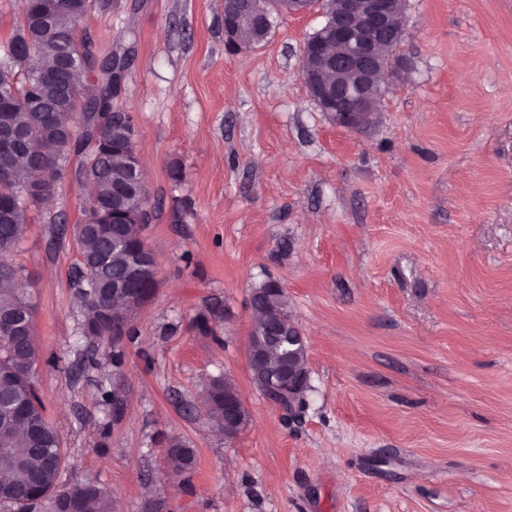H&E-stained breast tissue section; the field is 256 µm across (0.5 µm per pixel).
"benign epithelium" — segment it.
<instances>
[{
  "mask_svg": "<svg viewBox=\"0 0 512 512\" xmlns=\"http://www.w3.org/2000/svg\"><path fill=\"white\" fill-rule=\"evenodd\" d=\"M332 11L329 17L332 26L321 41L306 44L301 60V79L315 103L330 115L341 127L358 130L372 122L379 101L384 95L385 80L398 76L407 69L402 56L394 55L393 47L401 46L405 39L402 14L396 13L397 0H329ZM262 14L245 16L237 11L224 16V41L230 49L239 45V31L251 24L260 29L266 27ZM82 133V129L58 133L47 139V144L63 142L58 153L63 154ZM54 173L45 172L42 179L31 181L25 194L43 198L53 192ZM90 224H104L106 231L114 237L123 235L127 224H144L147 221L145 208L122 211L116 207L112 212L96 211L87 217ZM126 272L112 283L100 285L101 296L112 292L129 308L127 317H132L142 303L140 294L151 295L157 287L158 259L148 247L144 237L134 242L126 251ZM269 332L288 339L285 356L293 359L299 351L307 348L306 338L292 320L280 321L270 326ZM248 366L251 377L267 397L277 400L299 393L307 381V372L300 365L288 363L279 378L268 376L264 352L248 349ZM243 403L238 394L224 400L225 418L242 419Z\"/></svg>",
  "mask_w": 512,
  "mask_h": 512,
  "instance_id": "1",
  "label": "benign epithelium"
}]
</instances>
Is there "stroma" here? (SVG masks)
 Listing matches in <instances>:
<instances>
[{
  "label": "stroma",
  "mask_w": 512,
  "mask_h": 512,
  "mask_svg": "<svg viewBox=\"0 0 512 512\" xmlns=\"http://www.w3.org/2000/svg\"><path fill=\"white\" fill-rule=\"evenodd\" d=\"M104 2L81 29L129 51L112 103L149 164L158 283L132 335L83 338L87 187L28 202L11 259L59 486L93 478L117 512H512V0H403L408 68L359 131L299 76L320 7L232 51L224 0ZM270 279L308 345L292 415L246 358L247 298ZM220 376L246 410L229 440L204 405ZM171 436L194 451L179 476Z\"/></svg>",
  "instance_id": "35a3bbf8"
}]
</instances>
